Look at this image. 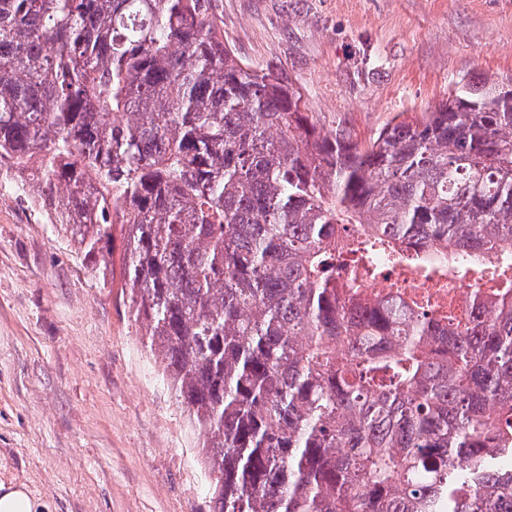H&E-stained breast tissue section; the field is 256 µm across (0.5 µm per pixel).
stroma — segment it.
Segmentation results:
<instances>
[{
    "label": "stroma",
    "mask_w": 512,
    "mask_h": 512,
    "mask_svg": "<svg viewBox=\"0 0 512 512\" xmlns=\"http://www.w3.org/2000/svg\"><path fill=\"white\" fill-rule=\"evenodd\" d=\"M226 44L365 143L469 83L512 89V0H212ZM0 166V481L50 512H210L202 435L143 344L122 238L77 254Z\"/></svg>",
    "instance_id": "stroma-1"
}]
</instances>
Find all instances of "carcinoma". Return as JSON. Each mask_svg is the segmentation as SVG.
<instances>
[{"instance_id":"1","label":"carcinoma","mask_w":512,"mask_h":512,"mask_svg":"<svg viewBox=\"0 0 512 512\" xmlns=\"http://www.w3.org/2000/svg\"><path fill=\"white\" fill-rule=\"evenodd\" d=\"M2 163L84 258L121 225L211 512H512L511 90L361 144L236 56L211 0H0ZM411 257L481 271L496 317L338 292Z\"/></svg>"}]
</instances>
